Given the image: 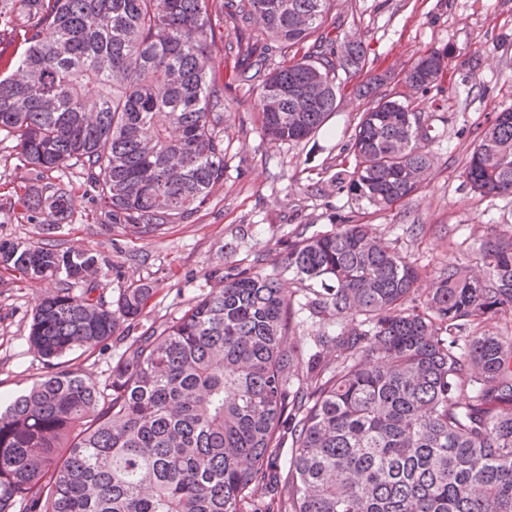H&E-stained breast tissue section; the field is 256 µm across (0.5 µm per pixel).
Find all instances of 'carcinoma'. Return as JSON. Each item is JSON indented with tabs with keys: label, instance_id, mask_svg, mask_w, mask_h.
Instances as JSON below:
<instances>
[{
	"label": "carcinoma",
	"instance_id": "1",
	"mask_svg": "<svg viewBox=\"0 0 512 512\" xmlns=\"http://www.w3.org/2000/svg\"><path fill=\"white\" fill-rule=\"evenodd\" d=\"M329 2L0 0V36L25 45L0 77V134L39 179L72 162L111 225L184 223L224 180L214 55L233 38L265 135L305 140L366 65L361 42L323 31ZM429 57L405 75L421 91L448 68V52ZM383 83L364 87L354 164L336 176L376 212L405 204L433 167L428 116ZM465 174L484 196L512 195V111L484 129ZM21 191L52 217L47 235L74 207L67 184ZM108 266L94 248L0 244L1 270L65 284L29 324L47 374L0 409V512H512V336L487 329L512 317V236L489 235L422 292L415 261L366 224L300 233L281 270L318 284L306 309L332 330L289 341L278 269L230 268L99 383L66 357L122 336L154 295L131 284L105 306L92 294Z\"/></svg>",
	"mask_w": 512,
	"mask_h": 512
}]
</instances>
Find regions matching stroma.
Returning a JSON list of instances; mask_svg holds the SVG:
<instances>
[{
	"label": "stroma",
	"instance_id": "1",
	"mask_svg": "<svg viewBox=\"0 0 512 512\" xmlns=\"http://www.w3.org/2000/svg\"><path fill=\"white\" fill-rule=\"evenodd\" d=\"M327 27L361 37L370 64L348 81L321 129L298 143L265 139L255 106L257 89L236 81L232 58L217 53L215 67L224 74L229 103L224 182L190 221L149 236L97 224L92 216L100 201L78 168L65 162L46 173V180L69 182L75 199L73 214L51 237L53 244L64 250L94 248L111 262L98 297L111 307L129 284L155 290L147 316L124 326L126 336L179 318L213 288L214 268H249L261 257L264 271H271L297 233H323L344 219L373 225L378 235L416 259L423 289L435 271L468 263L488 229L512 235V195L481 196L464 174L481 132L496 113L512 110V0H331ZM432 49L448 51L447 74L427 91H410L404 74ZM376 74L388 77L384 91L407 97L416 111L429 114L434 166L407 204L364 213L354 211L337 191L336 174L354 161L348 143L369 106L355 87ZM31 177L12 142L1 140L0 242L40 240V216L14 198L15 187ZM57 286L51 278L32 282L0 272L2 399L23 392L46 373L30 347L28 329L35 306Z\"/></svg>",
	"mask_w": 512,
	"mask_h": 512
}]
</instances>
